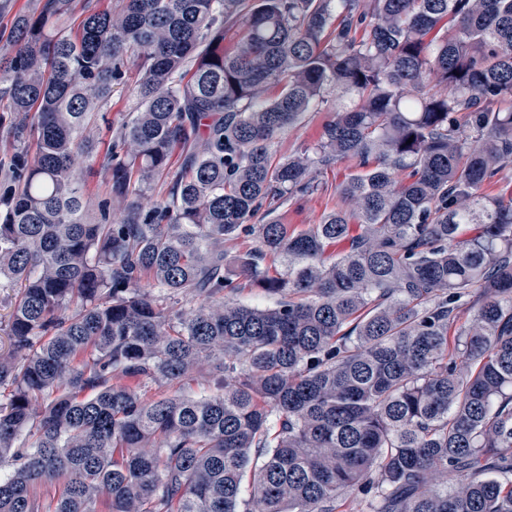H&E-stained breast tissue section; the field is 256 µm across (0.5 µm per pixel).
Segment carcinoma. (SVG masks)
Wrapping results in <instances>:
<instances>
[{
  "label": "carcinoma",
  "mask_w": 512,
  "mask_h": 512,
  "mask_svg": "<svg viewBox=\"0 0 512 512\" xmlns=\"http://www.w3.org/2000/svg\"><path fill=\"white\" fill-rule=\"evenodd\" d=\"M92 2L75 29V0L0 29L7 135L35 143L0 168V512H336L356 491L512 512V192L486 191L512 166V0ZM128 60L92 219L78 156ZM331 91L315 143L279 156ZM343 160L336 208L283 223ZM255 288L274 306L238 302ZM197 375L211 394L175 390Z\"/></svg>",
  "instance_id": "cac0c4a2"
}]
</instances>
